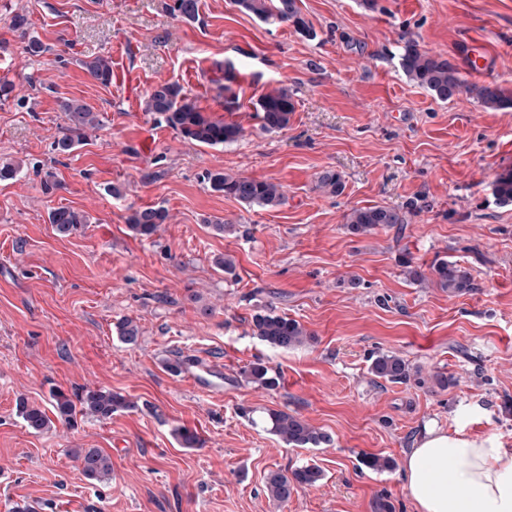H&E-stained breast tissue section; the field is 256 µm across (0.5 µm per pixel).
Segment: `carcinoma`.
Here are the masks:
<instances>
[{
    "mask_svg": "<svg viewBox=\"0 0 512 512\" xmlns=\"http://www.w3.org/2000/svg\"><path fill=\"white\" fill-rule=\"evenodd\" d=\"M239 10L252 15L266 24L291 23L296 31L309 36L311 27L301 15L297 0H235ZM170 13L186 22L200 21L198 0H173ZM91 77L103 85L112 81V60L107 56H96L82 62ZM400 67L406 77L429 91L441 101H448L464 90L476 92L481 103L488 109L498 110L512 106V90L498 85L469 87L457 66L448 59L432 55L417 48L414 43L406 45L400 58ZM224 84V111L237 108L238 97L231 87L236 74L231 64L221 69ZM61 109L69 121L66 134L57 142V149L70 150L87 131L99 124V115L94 107L74 99L61 101ZM144 111L156 116L172 128L183 140L218 146L238 139L241 128L208 112L196 104L185 101L183 88L177 83H161L150 88L143 99ZM295 110L293 93L282 86L263 95L256 104L261 113L262 129L277 132L288 128ZM206 179L214 191L222 192L248 206L274 208L284 204L286 196L283 186L268 180L231 176L223 172H209ZM317 188L330 195H339L344 186L339 175L326 172L319 177ZM497 204H512V169L499 174L493 186ZM168 219V211L162 207L135 209L127 218L132 232L140 236L154 235L161 224ZM49 222L59 236H69L90 223L89 216L72 208H58L49 213ZM408 223L407 214L400 209L385 206L356 208L346 215V227L353 234H367L380 227H394ZM432 280L448 291V295L465 294L474 288L470 273L459 264L441 260L431 267ZM115 332L127 344H135L140 337L137 323L124 318L114 324ZM253 335L272 347L285 351L304 346L311 334L297 320L275 313L273 309H261L251 318ZM371 372L378 378L395 383L411 379L409 363L399 355L379 353L372 358ZM249 382L273 389L279 384V376L271 374L269 368L254 362L241 371ZM55 418L67 424L76 416L97 421L107 420L119 409L135 407L125 396L101 389H88L71 399L63 392L53 395ZM16 413L25 425L35 433L47 431L53 425L46 409L29 403L25 398L17 399ZM267 430L279 437L286 445L295 448H318L332 442L331 437L313 427L297 414L282 410L267 411ZM173 435L183 448H199L202 438L194 429L186 426L174 428ZM70 455L79 461L83 474L89 480L102 481L112 473V459L97 448H73ZM321 469L316 465H304L291 470L268 472L265 486L269 495L277 502L286 503L292 495L306 487H312L322 480Z\"/></svg>",
    "mask_w": 512,
    "mask_h": 512,
    "instance_id": "1",
    "label": "carcinoma"
}]
</instances>
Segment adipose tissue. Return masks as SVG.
Masks as SVG:
<instances>
[{"mask_svg":"<svg viewBox=\"0 0 512 512\" xmlns=\"http://www.w3.org/2000/svg\"><path fill=\"white\" fill-rule=\"evenodd\" d=\"M403 475L416 512H512V449L496 437L429 426Z\"/></svg>","mask_w":512,"mask_h":512,"instance_id":"1","label":"adipose tissue"}]
</instances>
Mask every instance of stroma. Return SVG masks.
<instances>
[{
	"mask_svg": "<svg viewBox=\"0 0 512 512\" xmlns=\"http://www.w3.org/2000/svg\"><path fill=\"white\" fill-rule=\"evenodd\" d=\"M172 0H0V512H415L401 473L406 452L434 425L494 435L512 449V205L492 194L512 169V108L492 112L474 94L443 102L400 68L406 44L465 68L476 49L493 64L476 84L512 88V0H299L312 28L269 25L234 0H199L200 20L169 12ZM27 14L46 53L9 30ZM112 60L104 85L85 59ZM232 63L240 107L223 112L217 67ZM139 93L178 83L188 100L242 133L199 146L143 112ZM294 94L287 129L261 127L256 103L274 88ZM93 106L100 124L70 151L64 99ZM62 185L44 193L45 172ZM283 185V205L246 206L211 189L205 175ZM340 175V195L318 178ZM161 205L151 237L133 234L131 210ZM403 209L408 222L350 234L345 216L368 206ZM70 207L90 222L56 235L50 211ZM237 226L217 233L212 223ZM235 260L232 272L215 256ZM471 274L472 292L451 297L406 275L438 260ZM210 314H202L201 306ZM270 307L314 336L292 351L254 336ZM139 325L138 345L114 331ZM392 351L416 380L375 378L371 357ZM206 370L173 375L174 353ZM262 362L280 376L267 389L242 368ZM448 380L440 387L437 376ZM107 389L135 402L111 419H76L44 433L25 427L16 401L51 408L52 394ZM295 413L331 436L292 448L261 416ZM204 444L180 447L174 427ZM73 448L112 458L107 481L85 478ZM368 455L391 458L373 471ZM318 466L322 480L285 503L265 476Z\"/></svg>",
	"mask_w": 512,
	"mask_h": 512,
	"instance_id": "stroma-1",
	"label": "stroma"
}]
</instances>
